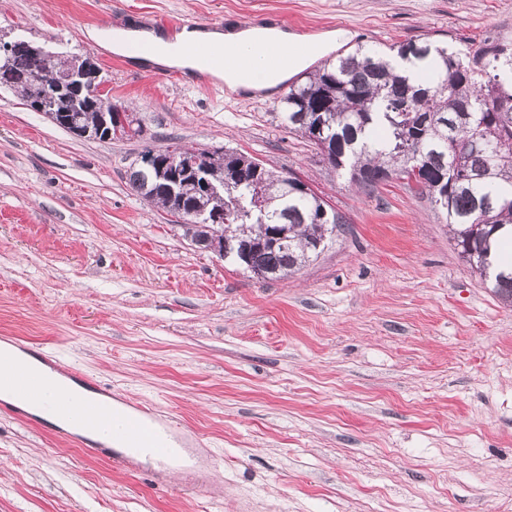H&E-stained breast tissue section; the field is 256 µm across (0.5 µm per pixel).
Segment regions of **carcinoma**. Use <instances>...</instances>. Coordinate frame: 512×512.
<instances>
[{"mask_svg":"<svg viewBox=\"0 0 512 512\" xmlns=\"http://www.w3.org/2000/svg\"><path fill=\"white\" fill-rule=\"evenodd\" d=\"M392 49L407 62L432 60L424 82H413L385 57L359 48L290 88L281 123L320 152L340 158L334 167L349 168L351 179L364 188L400 180L406 169L422 165L417 191L444 213L463 261L480 278H492L493 292L512 308V272L490 276L496 262L493 234L512 225V43L452 50L407 41ZM36 76L56 89L47 111L75 121L89 136L102 141L110 130L126 137L141 133L122 105L105 110L87 95L88 86L102 83L90 58L67 51L37 56L20 42L0 59V86L25 101L35 93ZM200 156L211 177L228 183L223 195L185 199L172 193L164 150L151 166H130L129 183L184 223L187 236L208 234V225L190 223L196 213L222 221L232 250L253 253L270 279H284L317 259V244L345 223L297 177L281 176L234 151L202 149ZM238 200L248 211L236 210ZM279 224L288 225V241L276 245L268 234Z\"/></svg>","mask_w":512,"mask_h":512,"instance_id":"obj_1","label":"carcinoma"}]
</instances>
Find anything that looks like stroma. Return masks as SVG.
Listing matches in <instances>:
<instances>
[{"instance_id": "1", "label": "stroma", "mask_w": 512, "mask_h": 512, "mask_svg": "<svg viewBox=\"0 0 512 512\" xmlns=\"http://www.w3.org/2000/svg\"><path fill=\"white\" fill-rule=\"evenodd\" d=\"M258 12L345 51L512 40V0H0V39L90 57L143 129L81 138L0 88V337L181 419L208 474L186 491L173 463L116 468L0 410V512H512V308L444 215L403 181L352 184L280 124V94L204 90L85 35ZM175 142L299 177L342 231L284 280L201 251L128 181Z\"/></svg>"}]
</instances>
